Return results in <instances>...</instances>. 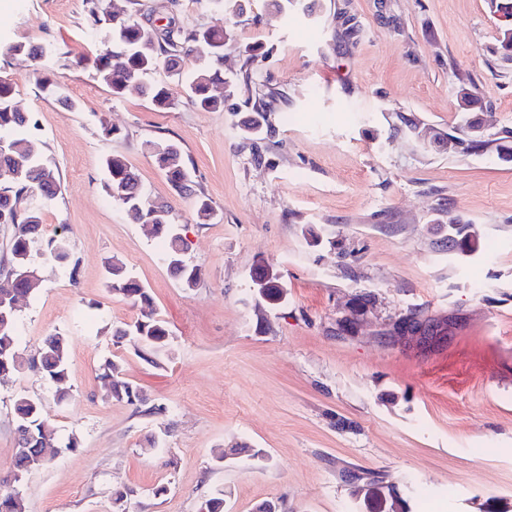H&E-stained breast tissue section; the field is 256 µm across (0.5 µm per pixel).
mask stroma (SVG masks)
Here are the masks:
<instances>
[{
  "label": "stroma",
  "instance_id": "1",
  "mask_svg": "<svg viewBox=\"0 0 512 512\" xmlns=\"http://www.w3.org/2000/svg\"><path fill=\"white\" fill-rule=\"evenodd\" d=\"M140 2L158 27L170 15L189 28L217 19L206 0ZM342 12L356 35H344ZM227 28L225 68L239 71L244 47L262 50L239 90L272 99L273 131L255 142L229 106L205 112L181 91L171 109L113 97L86 65L107 42L89 32L83 0H0V44L56 48L37 61L0 56V79L14 82L18 107L38 123L37 152L61 174L54 199H32L43 235L65 231L77 263L72 277L40 259L39 287L18 302L20 366L0 378V471L24 394L62 442L25 480L26 512H113L117 488L133 489V512H197L219 493L224 512L263 500L286 512H369L340 473L348 463L389 472L412 512H512V164L424 139L460 125L466 76L491 133L512 131V62L494 52L486 0H318L310 15L250 0ZM46 79L59 95L43 90ZM160 141L179 144L211 217L157 166L150 145ZM112 154L170 205L202 272L193 290L163 262L159 238L107 194ZM443 212L473 224L475 254L462 260L442 245ZM112 259L149 304L109 292ZM262 265L280 274L285 302L254 296ZM411 307L454 314L448 343L422 352L383 337ZM147 308L171 333L154 364L112 335ZM55 333L69 339L61 388L30 367ZM108 359L165 413L112 399L99 377ZM231 446L243 454L217 465ZM159 485L168 491L157 497Z\"/></svg>",
  "mask_w": 512,
  "mask_h": 512
}]
</instances>
